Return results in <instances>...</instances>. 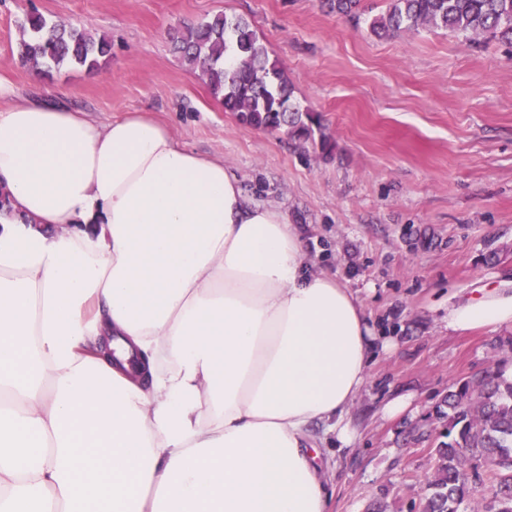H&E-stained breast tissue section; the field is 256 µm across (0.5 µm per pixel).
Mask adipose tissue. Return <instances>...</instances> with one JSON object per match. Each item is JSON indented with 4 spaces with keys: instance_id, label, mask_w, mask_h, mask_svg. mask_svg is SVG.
<instances>
[{
    "instance_id": "1",
    "label": "adipose tissue",
    "mask_w": 512,
    "mask_h": 512,
    "mask_svg": "<svg viewBox=\"0 0 512 512\" xmlns=\"http://www.w3.org/2000/svg\"><path fill=\"white\" fill-rule=\"evenodd\" d=\"M0 189V512H328L312 428L353 442L374 337L284 210L146 114L36 100Z\"/></svg>"
}]
</instances>
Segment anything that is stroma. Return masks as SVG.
Returning <instances> with one entry per match:
<instances>
[{
    "mask_svg": "<svg viewBox=\"0 0 512 512\" xmlns=\"http://www.w3.org/2000/svg\"><path fill=\"white\" fill-rule=\"evenodd\" d=\"M320 0H0V84L62 100L94 123L147 112L187 148L222 157L247 196L275 203L313 269L358 297L376 345L349 414L353 444L323 453L330 512H421L441 430L435 409L456 380L512 351V326L448 328L450 307L512 292V47L423 27L387 37ZM38 13L112 41L94 70L20 64V24ZM224 13L247 19L278 62L294 106L332 145L254 129L225 111L170 37Z\"/></svg>",
    "mask_w": 512,
    "mask_h": 512,
    "instance_id": "stroma-1",
    "label": "stroma"
}]
</instances>
